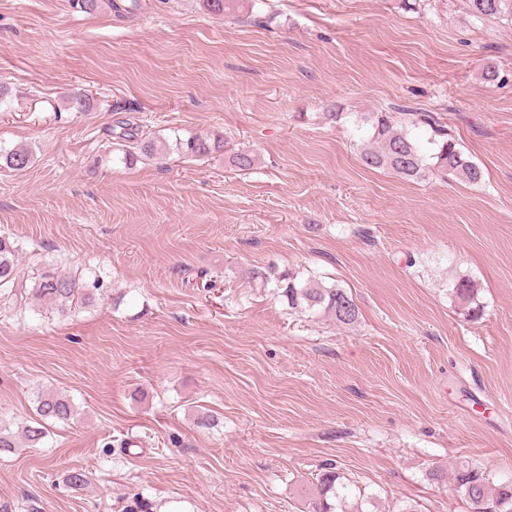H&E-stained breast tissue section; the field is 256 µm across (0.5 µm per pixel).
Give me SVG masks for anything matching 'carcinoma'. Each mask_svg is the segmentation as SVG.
Segmentation results:
<instances>
[{"label":"carcinoma","instance_id":"carcinoma-1","mask_svg":"<svg viewBox=\"0 0 512 512\" xmlns=\"http://www.w3.org/2000/svg\"><path fill=\"white\" fill-rule=\"evenodd\" d=\"M467 10L478 19L507 18L512 20V0H464ZM370 125L371 146L361 151L362 162L373 168H382L409 179H423L431 174H451L469 183H478L483 178L479 166L464 157L456 142L435 115L431 112H415L409 117L411 126L423 127L429 132L427 143L433 153L425 155L423 145L408 131L395 127V121L386 114L376 113L363 118ZM222 148L221 140L190 137L179 143L183 154L207 155ZM31 162V153L25 147L0 152V163L13 171H22ZM245 275L260 288L274 284L278 296L288 308L311 314L327 313L343 325L358 321L359 309L351 295L336 285H326L316 278L302 281L290 271H281L276 266L251 268ZM0 288L17 300L50 303L60 311L89 300L84 285L69 274H60L51 269L42 272L34 280L21 267L17 249L6 236H0ZM451 292L463 304L469 306L468 313L477 317L482 307L475 303V287L471 281L461 279L454 283ZM38 419L33 425L18 427L12 431L0 425V451L16 447L18 441L30 446L42 442L46 436L48 421H68L76 410L72 401L64 394L50 389L36 395ZM456 490L468 505V512H512V478L490 487L484 473L478 467L462 461L454 470ZM355 481L326 464L319 475L316 489L308 503V512H362L367 496L354 492Z\"/></svg>","mask_w":512,"mask_h":512}]
</instances>
